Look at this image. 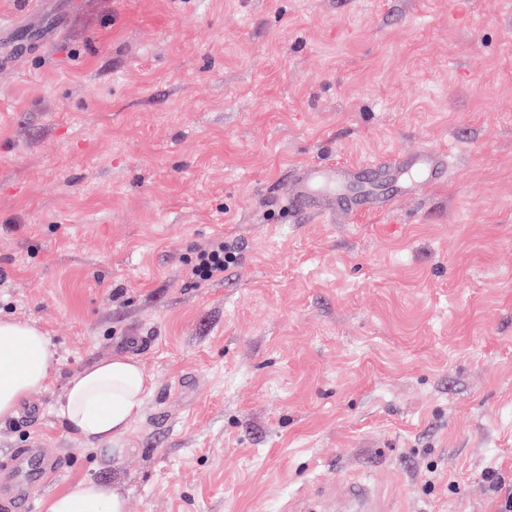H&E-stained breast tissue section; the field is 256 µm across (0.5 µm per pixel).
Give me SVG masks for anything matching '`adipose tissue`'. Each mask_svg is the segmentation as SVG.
I'll return each instance as SVG.
<instances>
[{
  "instance_id": "ef3b65f1",
  "label": "adipose tissue",
  "mask_w": 512,
  "mask_h": 512,
  "mask_svg": "<svg viewBox=\"0 0 512 512\" xmlns=\"http://www.w3.org/2000/svg\"><path fill=\"white\" fill-rule=\"evenodd\" d=\"M54 356L37 326L0 319V423L12 419L33 391L46 387ZM151 387L136 360L115 354L68 380L59 414L84 440L114 442L127 435ZM45 512H126V500L107 485L85 481L50 496Z\"/></svg>"
}]
</instances>
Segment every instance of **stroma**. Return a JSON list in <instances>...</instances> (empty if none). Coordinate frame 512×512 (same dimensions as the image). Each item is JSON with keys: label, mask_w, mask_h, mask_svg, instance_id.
Returning <instances> with one entry per match:
<instances>
[{"label": "stroma", "mask_w": 512, "mask_h": 512, "mask_svg": "<svg viewBox=\"0 0 512 512\" xmlns=\"http://www.w3.org/2000/svg\"><path fill=\"white\" fill-rule=\"evenodd\" d=\"M0 318L54 373L0 424L127 512H499L512 490V0H0ZM432 146L450 176L357 217L309 164ZM223 278L187 263L214 237ZM124 352L119 452L64 426ZM358 172L356 167L337 165H306L299 170L298 197L303 201H314L318 197L339 195L340 189ZM239 253L232 243L218 240L215 245L207 250L200 252L194 262L188 269L192 278L209 280L224 274V271L230 269L238 263ZM151 387L136 360L115 354L68 380L59 415L85 441L113 443L127 435Z\"/></svg>", "instance_id": "stroma-1"}]
</instances>
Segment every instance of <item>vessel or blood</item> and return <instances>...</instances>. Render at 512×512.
<instances>
[{"instance_id": "1", "label": "vessel or blood", "mask_w": 512, "mask_h": 512, "mask_svg": "<svg viewBox=\"0 0 512 512\" xmlns=\"http://www.w3.org/2000/svg\"><path fill=\"white\" fill-rule=\"evenodd\" d=\"M448 161L437 149L426 147L412 156L394 159L391 176L401 180L403 195H411L423 184L443 181ZM351 167L337 165H307L300 169L297 194L301 200L335 196L338 189L354 175ZM63 460L39 445L13 449L0 458V490L6 493L7 512H33L32 486L45 483L62 471Z\"/></svg>"}]
</instances>
